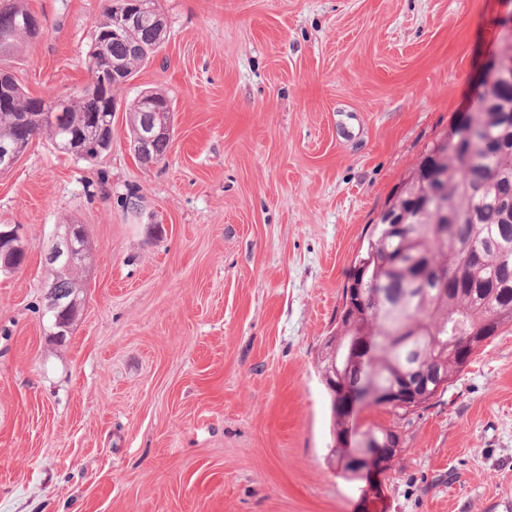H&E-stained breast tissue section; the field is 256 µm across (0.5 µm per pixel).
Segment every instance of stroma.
Listing matches in <instances>:
<instances>
[{"mask_svg": "<svg viewBox=\"0 0 512 512\" xmlns=\"http://www.w3.org/2000/svg\"><path fill=\"white\" fill-rule=\"evenodd\" d=\"M44 34L8 60L31 95L86 86L104 0H27ZM163 48L116 91L93 163L34 138L0 175V512H512V330L396 418L389 470L328 460L318 361L365 236L475 105L512 0H159ZM166 94L165 161L126 111ZM84 225L86 286L50 334L44 254ZM0 246L9 242L15 235L17 230L12 228L9 230L2 229L0 227ZM25 259V250L21 243V240L16 236L12 239L10 248L8 251H0V269L1 271H11L18 269Z\"/></svg>", "mask_w": 512, "mask_h": 512, "instance_id": "stroma-1", "label": "stroma"}]
</instances>
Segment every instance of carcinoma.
Listing matches in <instances>:
<instances>
[{
	"label": "carcinoma",
	"mask_w": 512,
	"mask_h": 512,
	"mask_svg": "<svg viewBox=\"0 0 512 512\" xmlns=\"http://www.w3.org/2000/svg\"><path fill=\"white\" fill-rule=\"evenodd\" d=\"M145 8L149 23L130 34H112L120 0H108L98 21L86 60L89 75L105 67L131 78L164 44L166 27L159 0H133ZM43 34V24L24 0H0V58L19 52ZM114 83L95 80L75 96L58 99L29 96L13 75L0 68V144L28 147L36 136H47L58 150L68 152L71 140L99 142L112 132ZM143 96L153 102L154 120L173 128L171 100L157 92ZM480 107L490 106L499 119L476 131V144L459 134L430 146L424 159L389 201L412 219L400 232L381 224L355 257L354 273L344 288L345 306L336 348V368L342 371L330 392L332 434L336 435L337 466L347 479L366 466L353 464L345 448L350 416L339 406L340 392L366 381L361 403L390 412L407 413L377 393L405 375L424 397L422 404L448 390L465 369L456 355L468 343L473 353L485 341L512 327V78L498 74L482 84ZM70 266L50 265L49 292L62 307L53 320L69 326L82 273L88 258V237L81 230ZM25 259L21 240L12 239L0 251V269L11 271ZM378 339L361 372L345 373L349 350L363 329Z\"/></svg>",
	"instance_id": "carcinoma-1"
}]
</instances>
